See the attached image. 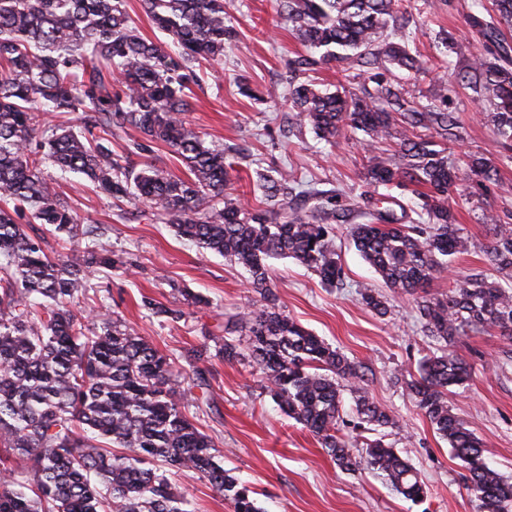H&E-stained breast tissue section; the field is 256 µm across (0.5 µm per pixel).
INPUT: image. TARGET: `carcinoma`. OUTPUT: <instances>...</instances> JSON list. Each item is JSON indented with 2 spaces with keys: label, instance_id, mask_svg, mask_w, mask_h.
Listing matches in <instances>:
<instances>
[{
  "label": "carcinoma",
  "instance_id": "cac0c4a2",
  "mask_svg": "<svg viewBox=\"0 0 512 512\" xmlns=\"http://www.w3.org/2000/svg\"><path fill=\"white\" fill-rule=\"evenodd\" d=\"M156 28L175 53L143 37L124 0H0V512H189L171 476L199 473L232 512H262L249 486L224 470L212 439L181 408L173 361L112 312L89 322L79 306L89 269L111 267L112 253L87 247L51 256L19 214L75 241L86 234L76 212L47 182L41 165L83 175L115 198L160 207L176 234L247 270L261 297L241 320L240 337L224 338V360L249 358L281 411L316 436L336 466L371 470L414 502L427 494L417 470L380 436L357 443L347 427L393 428L394 412L376 404L357 366L341 351L283 315L267 260L292 257L329 286H344L333 223L346 216L341 194L303 187L286 170L260 175V205L245 208L228 190L232 163L187 126L193 64L224 57L226 0H145ZM292 33L310 53L288 63V95L296 120L334 146L348 131L368 144L398 137L391 158L368 157L374 187H422L417 218L400 223L363 212L352 242L391 296L413 300L436 351L423 358L409 389L464 470L478 512H512V481L487 461L482 443L448 405L471 366L454 345L461 336L496 330L512 339V226L489 212L485 255L500 280L461 275L447 294L421 296L468 251L448 196L456 172L446 149L421 137L457 128L446 88L418 107L387 74L419 72L400 23L407 0H278ZM497 20L473 19L493 60L478 58L460 81L479 83L502 148L512 152V59L501 27L512 28V0H495ZM345 61L372 71L361 94L318 87L308 73ZM40 103L58 118L51 138L32 150L43 120ZM78 114L84 131L70 125ZM133 129L165 144L188 170L185 178L146 164L136 169L112 156V128ZM467 166L480 182H498L488 158ZM362 302L384 316L387 298L368 289ZM349 392L354 418L342 414Z\"/></svg>",
  "mask_w": 512,
  "mask_h": 512
}]
</instances>
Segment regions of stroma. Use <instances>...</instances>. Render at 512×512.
<instances>
[{"mask_svg":"<svg viewBox=\"0 0 512 512\" xmlns=\"http://www.w3.org/2000/svg\"><path fill=\"white\" fill-rule=\"evenodd\" d=\"M232 3L224 59L198 68L199 82L191 87L194 109L186 121L233 161L232 184L246 206L258 203L257 173L270 170H288L341 193L351 210L348 221L336 225L346 288L325 287L292 258L269 260L271 285L280 311L361 366L374 401L397 415L388 440L420 473L426 499L414 503L370 473L341 471L317 437L280 411L248 359L224 360L218 337L259 301L242 267L178 237L157 206L107 196L87 180L49 166V182L81 223L95 228L100 245L122 261L119 268L88 274L81 306L92 317L115 312L173 358L188 416L212 438L225 468L255 490L263 512H477L460 461L407 388L434 346L412 301L390 299L383 318L363 304L362 293L381 289L382 281L348 235L360 212L409 208L418 198L397 188L384 195L367 183L363 133L347 134L329 146L310 127L298 125L285 76L289 61L304 54V47L274 0ZM414 3L409 48L427 60L429 69L416 75L403 70L396 79L420 101L446 84L448 109L459 121L458 140L446 145L459 168L458 189L449 203L471 246L453 271L431 282L430 293L444 294L456 276L484 269L490 242L485 212L512 224V163L502 158L488 101L458 81L483 52L471 18L493 16L494 0ZM471 154L497 162L501 185L479 182L464 167ZM155 304L182 310L183 316L176 322L156 316ZM455 349L471 365L472 378L449 394V404L483 442L491 464L512 479V344L491 330L460 337ZM198 369L206 373V388L193 383ZM173 482L195 512H230L198 473L179 472Z\"/></svg>","mask_w":512,"mask_h":512,"instance_id":"35a3bbf8","label":"stroma"}]
</instances>
